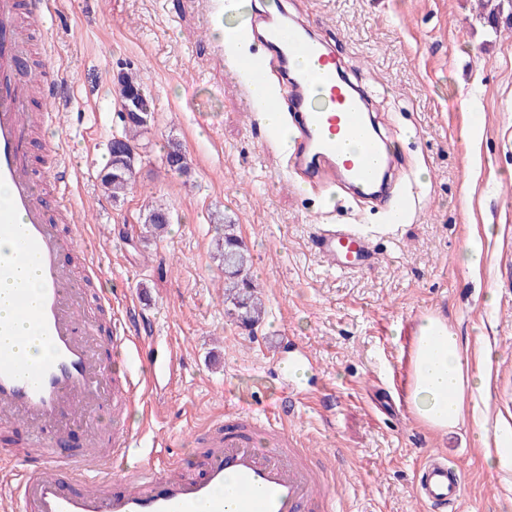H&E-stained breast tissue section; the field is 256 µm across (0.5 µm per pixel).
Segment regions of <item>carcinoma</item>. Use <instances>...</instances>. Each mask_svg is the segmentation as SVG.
Listing matches in <instances>:
<instances>
[{"label":"carcinoma","instance_id":"obj_1","mask_svg":"<svg viewBox=\"0 0 512 512\" xmlns=\"http://www.w3.org/2000/svg\"><path fill=\"white\" fill-rule=\"evenodd\" d=\"M484 24L496 29L504 23L512 27V0H485ZM118 99L123 111L124 135L112 140L111 160L101 176V185L114 200L125 196L133 184L134 156L137 136L147 129L152 118L151 101L141 78L135 73H122L117 78ZM166 163L170 171L179 175L189 172L186 152L178 143L169 146ZM171 216L167 209L149 210L145 224L155 236L162 234ZM216 259L224 270V305L227 315L241 327L250 329L265 315V302L260 289L250 278L252 258L238 235L237 225L224 221V236L218 241Z\"/></svg>","mask_w":512,"mask_h":512}]
</instances>
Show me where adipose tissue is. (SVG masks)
Wrapping results in <instances>:
<instances>
[{"label":"adipose tissue","mask_w":512,"mask_h":512,"mask_svg":"<svg viewBox=\"0 0 512 512\" xmlns=\"http://www.w3.org/2000/svg\"><path fill=\"white\" fill-rule=\"evenodd\" d=\"M483 383L471 375L463 343L444 318L431 313L420 321L414 336L408 402L419 421L432 430H448L464 420L467 396Z\"/></svg>","instance_id":"1"}]
</instances>
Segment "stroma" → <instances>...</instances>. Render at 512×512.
<instances>
[{
	"instance_id": "35a3bbf8",
	"label": "stroma",
	"mask_w": 512,
	"mask_h": 512,
	"mask_svg": "<svg viewBox=\"0 0 512 512\" xmlns=\"http://www.w3.org/2000/svg\"><path fill=\"white\" fill-rule=\"evenodd\" d=\"M287 2L289 17L368 92L401 186L416 191L405 223L369 203L324 202L288 178L244 81L218 56L219 11L201 0H49L36 32L38 75L55 88L49 147L63 164L43 170L72 203L113 314L137 306L158 361L175 367L151 415L139 403L119 416L105 410L99 427L137 429L133 462H147L156 443L193 459L198 428L230 410L266 413L289 392L292 430L334 467L342 512H424L413 478L431 452L466 472L459 512H512V473L488 465L512 447V418L501 413L512 385V30L484 26L478 0ZM130 70L154 112L137 141L133 187L115 202L100 173L123 132L117 76ZM472 88L482 131L469 141ZM173 142L186 150L189 174L168 170ZM155 203L171 215L160 238L144 228ZM227 219L263 289L266 315L250 331L224 311L214 254ZM318 224L359 227L378 261L336 271L310 250ZM476 238L481 260L465 265ZM429 313L446 319L471 372L486 380L463 424L445 432L423 426L405 398L412 336Z\"/></svg>"
}]
</instances>
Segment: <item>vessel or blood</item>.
I'll return each instance as SVG.
<instances>
[{"label":"vessel or blood","mask_w":512,"mask_h":512,"mask_svg":"<svg viewBox=\"0 0 512 512\" xmlns=\"http://www.w3.org/2000/svg\"><path fill=\"white\" fill-rule=\"evenodd\" d=\"M46 0H0V184L9 193L0 201V239L13 243L0 256V284L15 280L20 267L33 263L40 283L36 302L25 290L10 295L9 317L0 318V423L27 430V450L34 464L16 468L15 455L0 457V481L13 488L21 512H335V474L318 453L297 445L286 422L255 415L217 419L198 430L202 447L198 471L185 473L179 459L128 466L135 448L132 432L114 427L109 446L116 473L98 469L96 426L92 416L104 403L120 407L136 399L139 384L131 374L112 376V355L141 344L134 309L112 324L110 348L99 330L82 319L89 299L68 260L82 234L80 225L62 230L49 217L50 202L33 166L29 139L34 88L22 73L30 50V30L18 25L20 11L40 21ZM263 52L236 58L234 66L263 78L279 72L287 99L266 101L269 109H293L291 173L308 177L312 187L339 185L355 199L394 206L404 214V193L388 191L396 163L369 123L364 97L341 73L336 57L301 24L287 17H257L251 22ZM305 57L320 82L310 88L305 76L292 75L288 59ZM362 139L361 150L347 144ZM311 246L339 271L374 262L371 237L351 224L317 225ZM45 340L50 353L32 362L24 339ZM76 424L87 428L84 452L61 454L44 440L46 432L64 433ZM234 478L237 495L226 502L219 494ZM415 492L428 512H457L463 495L462 469L447 458L428 455L415 477Z\"/></svg>","instance_id":"b4317fda"}]
</instances>
